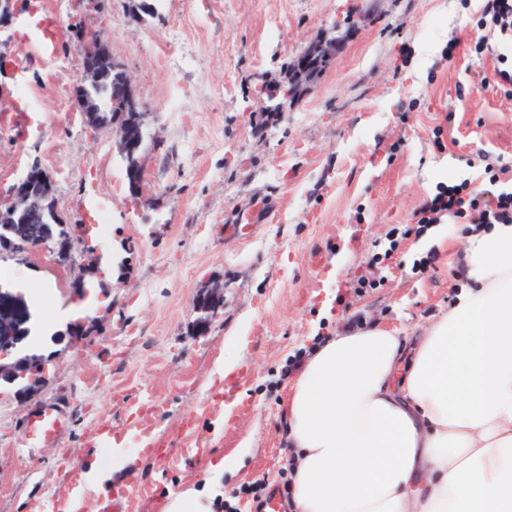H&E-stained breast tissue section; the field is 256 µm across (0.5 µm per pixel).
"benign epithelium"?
<instances>
[{
    "label": "benign epithelium",
    "mask_w": 512,
    "mask_h": 512,
    "mask_svg": "<svg viewBox=\"0 0 512 512\" xmlns=\"http://www.w3.org/2000/svg\"><path fill=\"white\" fill-rule=\"evenodd\" d=\"M86 44L82 47L80 69L73 86V97L92 126L100 125L97 118L99 107L91 99L90 92L102 85V63L110 64L112 72L118 74L121 83L115 93L121 98L122 111L131 114V118L117 117L110 122L118 148L129 160L128 177L131 188L136 190L141 182L139 153L143 138V129L150 111L137 97L131 75L123 64L112 56L109 42L94 32L87 33ZM335 49L333 42L321 38L288 63V76L285 85L278 94L281 101L279 110L298 99L309 87L318 73L327 65ZM8 216L12 222L6 227L8 247L0 251L3 255L23 258L27 254L55 244L60 261L66 262L71 256L73 239L64 243L55 240L51 225L60 220L53 198L51 176L37 165L31 166L26 175L9 189L8 202L0 205V217ZM222 289L215 286L200 292L195 299V308L200 313L197 324L201 330H207L210 319L215 313ZM27 319L25 296L20 292L0 289V385H13L19 380L25 385L16 390L20 397L28 398L48 385L44 357L15 360L11 350L23 340Z\"/></svg>",
    "instance_id": "7a95c632"
}]
</instances>
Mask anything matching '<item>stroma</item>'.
<instances>
[{
	"label": "stroma",
	"mask_w": 512,
	"mask_h": 512,
	"mask_svg": "<svg viewBox=\"0 0 512 512\" xmlns=\"http://www.w3.org/2000/svg\"><path fill=\"white\" fill-rule=\"evenodd\" d=\"M136 2L44 0L62 25L110 41L151 111L135 192L111 129L91 128L72 99L80 43L63 38L42 56L15 27L0 30V192L39 165L58 213L82 227L70 263L48 245L0 258V273L52 283L33 310L48 323L57 302H77L74 279H94L86 247L116 261L82 312L90 333L42 346L49 384L27 399L0 391V512H57L93 465L104 480L83 512L122 492L124 512H164L184 493L256 512L246 488L288 476L294 355L355 315L416 333L447 312L458 281L447 243L426 249L411 235L387 259V233L439 184H480V155L512 166V98L482 88L494 61L471 55L483 0H147L143 12ZM324 34L341 40L334 59L268 116L256 86L283 81ZM260 198L272 216L234 232ZM430 252L434 270L412 275ZM363 277L379 287H357ZM213 284L223 302L201 334L194 300ZM236 341L229 386L217 365ZM58 397L69 431L28 452L26 420ZM103 427L121 457L97 448ZM224 458L230 468L214 471Z\"/></svg>",
	"instance_id": "35a3bbf8"
}]
</instances>
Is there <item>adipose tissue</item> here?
<instances>
[{"label":"adipose tissue","instance_id":"1","mask_svg":"<svg viewBox=\"0 0 512 512\" xmlns=\"http://www.w3.org/2000/svg\"><path fill=\"white\" fill-rule=\"evenodd\" d=\"M462 280L419 335L317 342L284 406L286 512H512V224H439Z\"/></svg>","mask_w":512,"mask_h":512}]
</instances>
